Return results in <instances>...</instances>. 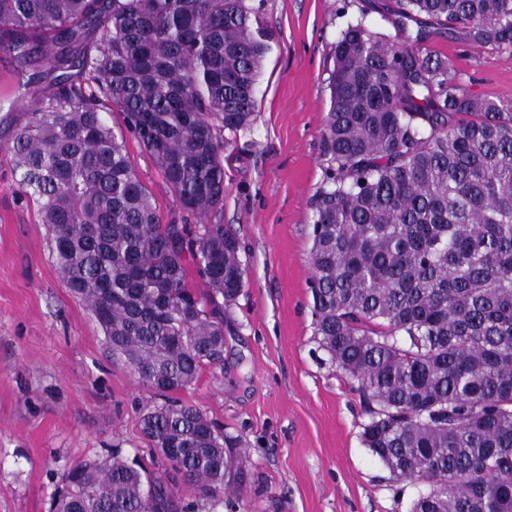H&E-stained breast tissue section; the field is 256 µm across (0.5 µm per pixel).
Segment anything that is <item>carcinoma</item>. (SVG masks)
Returning a JSON list of instances; mask_svg holds the SVG:
<instances>
[{
    "label": "carcinoma",
    "instance_id": "obj_1",
    "mask_svg": "<svg viewBox=\"0 0 512 512\" xmlns=\"http://www.w3.org/2000/svg\"><path fill=\"white\" fill-rule=\"evenodd\" d=\"M364 2L331 48L314 338L365 406V447L418 486L410 512H512V106L470 95L447 57L422 51L444 31L511 55L512 0ZM263 14L264 0H0L15 76L0 110L32 105L9 147L18 194L113 362L163 399L140 427L169 468L119 449L71 463L50 512L224 504L235 440L174 394L224 365V311L246 285L223 224L224 151L255 121L277 42ZM127 133L195 223H164ZM180 479L195 503L176 496Z\"/></svg>",
    "mask_w": 512,
    "mask_h": 512
}]
</instances>
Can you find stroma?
Returning a JSON list of instances; mask_svg holds the SVG:
<instances>
[{
	"label": "stroma",
	"instance_id": "stroma-1",
	"mask_svg": "<svg viewBox=\"0 0 512 512\" xmlns=\"http://www.w3.org/2000/svg\"><path fill=\"white\" fill-rule=\"evenodd\" d=\"M362 0H266L278 37L250 134L224 153V225L242 245L247 286L224 316V367L182 392L238 437L243 483L219 512H409L414 485L394 482L360 438L357 394L313 336L310 198L324 176L329 50L339 10ZM470 94L512 103V56L436 34ZM0 111V512H48L69 463L120 445L155 458L140 431L151 393L113 363L102 332L62 282L46 225L16 192L4 144L29 111ZM126 147L165 221L170 189L134 138Z\"/></svg>",
	"mask_w": 512,
	"mask_h": 512
}]
</instances>
